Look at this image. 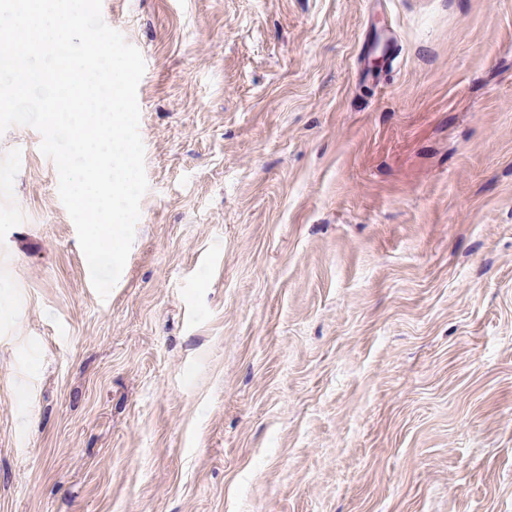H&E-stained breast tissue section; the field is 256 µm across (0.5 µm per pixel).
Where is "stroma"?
<instances>
[{
	"instance_id": "1",
	"label": "stroma",
	"mask_w": 512,
	"mask_h": 512,
	"mask_svg": "<svg viewBox=\"0 0 512 512\" xmlns=\"http://www.w3.org/2000/svg\"><path fill=\"white\" fill-rule=\"evenodd\" d=\"M148 189L89 288L0 136V512H512V0H102ZM389 0H367L368 27L379 16H386L389 8ZM382 32V33H381ZM376 37L369 30L361 39L358 53V70L366 76L369 82L383 83L386 81L385 73L393 69L400 54L401 46L393 29L384 30ZM376 59H381L380 64H375Z\"/></svg>"
}]
</instances>
